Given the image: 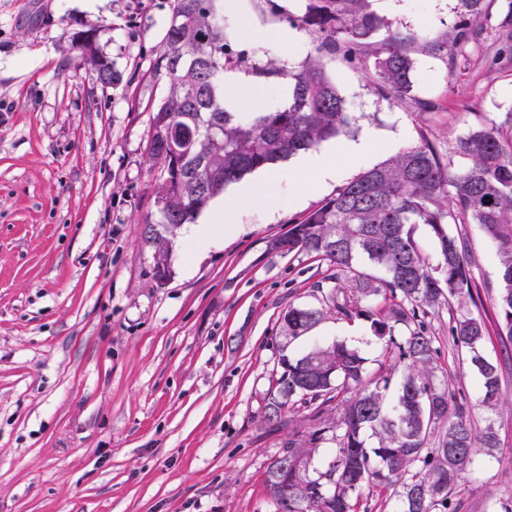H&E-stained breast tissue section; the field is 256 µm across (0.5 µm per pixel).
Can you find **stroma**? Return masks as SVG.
I'll use <instances>...</instances> for the list:
<instances>
[{"label":"stroma","instance_id":"35a3bbf8","mask_svg":"<svg viewBox=\"0 0 512 512\" xmlns=\"http://www.w3.org/2000/svg\"><path fill=\"white\" fill-rule=\"evenodd\" d=\"M479 40L417 54L411 96L377 94L369 68L317 52L302 28L295 42L244 37L288 25L299 0H248L225 9V33L248 52L238 74L268 60L285 69L319 54L346 101L339 140L374 134L369 154L347 168L352 180L399 150L429 141L447 150L469 129L512 118V57L489 65L504 0H486ZM174 0H0V512H276L264 480L288 439L309 425L284 410L263 419L278 367L279 317L288 305L318 306L327 265L295 253L270 254V237L333 196L335 186L292 202V183L273 184L270 213L238 212V230L219 247L187 255L174 242L173 275L158 284L141 244L159 223V165L148 159L154 110L169 83L154 77ZM391 28L438 37L459 0H373ZM94 29V49L120 71L101 88L72 47ZM432 102L431 111L417 103ZM478 310L494 313L497 255L472 224ZM448 310L430 330L437 373L476 401L480 379L448 341ZM339 340L384 362L368 320L329 313L311 342ZM501 368V446L479 456L456 494L461 512H497L512 498V346L488 339Z\"/></svg>","mask_w":512,"mask_h":512}]
</instances>
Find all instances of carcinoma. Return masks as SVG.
Masks as SVG:
<instances>
[{
  "label": "carcinoma",
  "instance_id": "1",
  "mask_svg": "<svg viewBox=\"0 0 512 512\" xmlns=\"http://www.w3.org/2000/svg\"><path fill=\"white\" fill-rule=\"evenodd\" d=\"M220 0H175L152 72L170 83V95L152 115L149 159L161 172L174 158L179 178L155 188L162 226L173 231L194 221L225 186L338 136L348 125L345 102L316 55L291 79L288 105L239 116L224 99V70L247 54L224 34ZM293 25L312 30L318 49L341 51L351 63L371 47L375 88L405 97L413 88L412 38L391 29L372 0H300ZM445 42L477 40L485 0H460ZM384 37H379L381 30ZM109 87L121 74L74 39ZM464 159L452 168L450 156ZM425 225L437 251L435 265L421 254L413 229ZM453 224H474L496 248L498 288L493 319L465 308L474 300L473 253ZM143 246L154 264L171 263L170 240L147 225ZM272 253H298L327 262L317 284L323 306H288L278 346L281 372L264 405V420L278 424L286 407L316 421L302 440H290L269 466L268 497L277 512H360L365 488L393 490L390 512H459V482L478 456L499 447L494 417L501 410L498 366L484 355L491 334L512 345V131L495 124L471 129L442 154L430 142L408 147L361 173L316 209L292 221L268 242ZM448 335L480 378L472 404L436 376L438 354L428 318L442 305ZM371 322L384 342L387 372L371 376L367 358L343 341L293 354L328 311ZM401 325L405 334L394 336ZM485 426L475 424V411ZM336 442L323 468L322 442Z\"/></svg>",
  "mask_w": 512,
  "mask_h": 512
}]
</instances>
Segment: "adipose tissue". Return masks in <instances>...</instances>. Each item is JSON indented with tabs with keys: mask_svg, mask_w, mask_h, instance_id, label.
Returning a JSON list of instances; mask_svg holds the SVG:
<instances>
[{
	"mask_svg": "<svg viewBox=\"0 0 512 512\" xmlns=\"http://www.w3.org/2000/svg\"><path fill=\"white\" fill-rule=\"evenodd\" d=\"M371 144L372 140L368 137L357 142H346L337 148L336 153L342 157V164H351L364 156ZM342 164L329 162L327 152L311 151L300 158L290 173L267 171L260 180L246 184L237 193L226 197L223 206L214 209L205 222L191 226L186 236L188 246L194 250H203L215 242L232 237L237 230L234 213L242 205L248 204L267 211H276L279 202L269 193L268 188L283 177H290L294 183L296 196L302 197L319 192L329 183L336 181L341 173Z\"/></svg>",
	"mask_w": 512,
	"mask_h": 512,
	"instance_id": "adipose-tissue-1",
	"label": "adipose tissue"
}]
</instances>
